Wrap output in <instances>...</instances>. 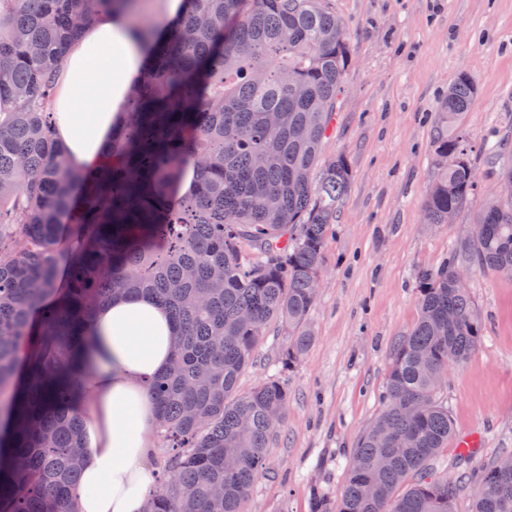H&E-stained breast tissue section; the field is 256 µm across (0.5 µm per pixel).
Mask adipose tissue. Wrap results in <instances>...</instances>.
Here are the masks:
<instances>
[{
  "label": "adipose tissue",
  "mask_w": 512,
  "mask_h": 512,
  "mask_svg": "<svg viewBox=\"0 0 512 512\" xmlns=\"http://www.w3.org/2000/svg\"><path fill=\"white\" fill-rule=\"evenodd\" d=\"M147 54L129 20L108 9L70 47L51 118L74 167L100 160ZM174 347L172 319L151 298L123 294L98 308L81 353L86 437L71 512H145L157 427L150 386L169 368Z\"/></svg>",
  "instance_id": "1"
}]
</instances>
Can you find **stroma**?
Here are the masks:
<instances>
[{"label": "stroma", "instance_id": "obj_1", "mask_svg": "<svg viewBox=\"0 0 512 512\" xmlns=\"http://www.w3.org/2000/svg\"><path fill=\"white\" fill-rule=\"evenodd\" d=\"M352 63L324 159L346 155L352 185L325 241L307 326L313 342L290 369L291 337L269 323L238 389L282 375L288 409L267 470L244 512H312L313 490L339 499L363 430L378 415L395 339L420 312V278L473 231L471 199L449 224L425 220L439 105L459 74L477 86L461 122L477 151L481 195L512 157V0H330ZM483 328L480 345L450 367L438 397L456 436L438 450L437 476L512 456V277L467 272ZM472 437L469 462L458 439Z\"/></svg>", "mask_w": 512, "mask_h": 512}]
</instances>
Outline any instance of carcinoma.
<instances>
[{"mask_svg":"<svg viewBox=\"0 0 512 512\" xmlns=\"http://www.w3.org/2000/svg\"><path fill=\"white\" fill-rule=\"evenodd\" d=\"M139 2L0 0V512H69L85 430L77 355L113 295L151 296L176 328L151 386L160 448L146 512H243L288 391L275 377L239 395V376L274 319L293 337L282 366L313 340L326 232L351 188L345 156L320 161L350 64L341 20L327 0H184L159 28ZM99 9L124 14L149 57L107 151L74 169L53 133L55 78ZM475 94L462 74L441 101L430 224L477 194L460 124ZM500 176L507 194L477 210L479 235L423 278L336 512H454L465 482L472 512H512V472L496 463L451 483L431 467L454 432L437 393L482 337L461 271L512 274V162ZM62 267L68 287L49 302Z\"/></svg>","mask_w":512,"mask_h":512,"instance_id":"cac0c4a2","label":"carcinoma"}]
</instances>
